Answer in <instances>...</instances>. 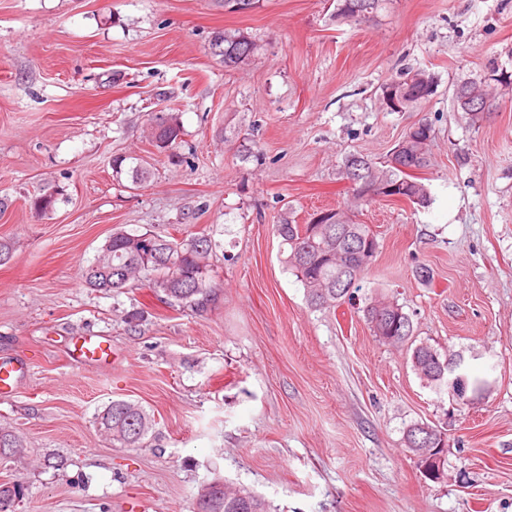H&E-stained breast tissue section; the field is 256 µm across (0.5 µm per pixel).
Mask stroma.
Instances as JSON below:
<instances>
[{
    "label": "stroma",
    "instance_id": "obj_1",
    "mask_svg": "<svg viewBox=\"0 0 512 512\" xmlns=\"http://www.w3.org/2000/svg\"><path fill=\"white\" fill-rule=\"evenodd\" d=\"M334 7L0 0V357L29 366L0 399V424L28 448L7 468L23 485L16 512H197L216 480L271 512H512V94L476 125L452 98L459 81L512 71V0H385L367 25ZM224 29L256 42L248 65L213 54ZM417 68L435 94L387 110L382 86ZM172 111L177 164L148 140L149 116ZM422 114L431 202L356 210L379 243L362 291L402 305L415 342L479 355L493 385L474 404L426 386L362 311L312 308L273 232L285 208L306 224L349 205L345 158L385 161ZM116 154L150 158V181L113 178ZM52 190L53 212L31 209ZM181 224L222 244L204 310L84 286L114 231ZM90 335L115 363L70 358ZM117 399L153 413L154 446L101 435L95 418ZM416 423L447 434L442 482L405 446Z\"/></svg>",
    "mask_w": 512,
    "mask_h": 512
}]
</instances>
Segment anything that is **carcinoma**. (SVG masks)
<instances>
[{
    "instance_id": "carcinoma-1",
    "label": "carcinoma",
    "mask_w": 512,
    "mask_h": 512,
    "mask_svg": "<svg viewBox=\"0 0 512 512\" xmlns=\"http://www.w3.org/2000/svg\"><path fill=\"white\" fill-rule=\"evenodd\" d=\"M383 0H337L336 20L357 24L377 17ZM224 67L235 69L248 64L257 51L256 43L239 30L217 33L211 43ZM494 83L512 89V72L492 70L480 79H466L454 89V103L459 112L467 111L464 98L476 87ZM435 90L434 79L424 70L407 71L382 87V99L392 112H410L428 99ZM151 143L159 153L176 157L181 124L175 112H158L151 116ZM434 140L432 123L421 118L414 122L402 140L380 165L367 155H351L343 163L340 175L355 179L353 197L362 204L374 200L384 186L392 187L406 201L426 205L428 187L410 170H422L431 163ZM116 177L130 175L136 185L150 177V165L140 158L117 155L112 158ZM58 201L57 194L43 193L30 199V207L50 213ZM281 240V256L305 289L308 304L315 309L336 308L344 300H353L361 290L363 275L374 261L377 249L370 243L377 238L369 225L361 224L344 209H331L326 220L312 224H294L283 218L273 225ZM221 243L212 235L189 233L182 237H162L136 229H120L84 269V283L97 291L118 292L140 284L162 296L169 306L200 309L214 296L212 259ZM373 335L395 347L412 342L413 323L396 301L377 296L366 299L363 307ZM414 370L438 393L450 388V376L461 372L466 378L465 396L479 397L488 388L486 378L478 375L459 354L448 355L430 344L412 348ZM100 430L120 448H147L156 438L154 417L141 405L112 401L98 416ZM407 447L416 456L424 478L439 482L444 478L443 459L446 441L441 430L423 425L411 426L406 434ZM22 440L7 427L0 426V461L24 455ZM22 486L17 481L0 483V512H13ZM209 512H270L266 500L245 486L231 487L220 482L206 485L199 496Z\"/></svg>"
}]
</instances>
